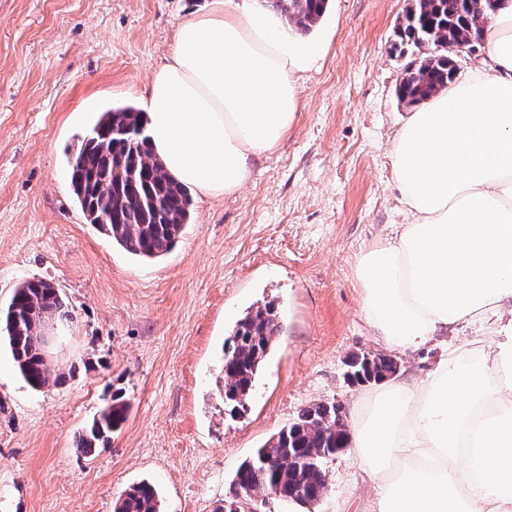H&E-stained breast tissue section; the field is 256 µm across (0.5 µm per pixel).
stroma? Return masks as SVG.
I'll use <instances>...</instances> for the list:
<instances>
[{"label":"stroma","instance_id":"35a3bbf8","mask_svg":"<svg viewBox=\"0 0 512 512\" xmlns=\"http://www.w3.org/2000/svg\"><path fill=\"white\" fill-rule=\"evenodd\" d=\"M211 0H0V309L32 279L58 288L71 322L52 375L28 387L0 346V512H113L153 483L163 512H214L239 465L318 401L349 408L356 354L383 351L354 279L362 248L402 220L390 147L410 109L394 48L406 0H330L329 35L303 74L287 139L220 198L193 194L190 224L155 260L113 246L73 194L68 157L101 112L144 108L179 23ZM274 302L283 332L248 410L224 403V343L250 306ZM127 422L107 447L75 440L113 392ZM312 512H365L348 453L324 464Z\"/></svg>","mask_w":512,"mask_h":512}]
</instances>
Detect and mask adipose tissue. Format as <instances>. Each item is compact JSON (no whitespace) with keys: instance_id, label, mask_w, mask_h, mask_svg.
<instances>
[{"instance_id":"obj_1","label":"adipose tissue","mask_w":512,"mask_h":512,"mask_svg":"<svg viewBox=\"0 0 512 512\" xmlns=\"http://www.w3.org/2000/svg\"><path fill=\"white\" fill-rule=\"evenodd\" d=\"M485 51L396 134L405 219L360 253L355 276L368 326L397 354L460 324L488 335L355 401L349 454L373 486L367 512H512V0ZM325 53L267 0H213L179 24L145 92L153 152L178 182L234 193L287 137L299 78Z\"/></svg>"}]
</instances>
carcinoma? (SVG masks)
Segmentation results:
<instances>
[{"label": "carcinoma", "mask_w": 512, "mask_h": 512, "mask_svg": "<svg viewBox=\"0 0 512 512\" xmlns=\"http://www.w3.org/2000/svg\"><path fill=\"white\" fill-rule=\"evenodd\" d=\"M328 0H272L294 27L306 33L322 17ZM489 15L486 0H410L397 26L400 50H421L420 42L441 45L407 67L398 95L419 105L448 87L457 75L448 48L484 36ZM142 112L133 105L115 107L99 117L92 133L70 160L71 186L89 223L127 253L158 258L174 248L190 223L192 198L152 154ZM72 319L58 289L43 280H27L15 288L0 310V340L8 345L17 373L32 389L50 379L44 358V326ZM282 324L274 307L251 308L237 322L232 346L224 357V398L245 406L262 365L280 336ZM351 372L369 384L399 370L385 353L361 354L350 362ZM130 403L112 395L76 440L79 452L106 447L125 424ZM334 402L306 407L244 460L235 475L232 497L215 512H245L260 496L289 498L302 506L317 503L326 492L324 462L348 446L347 426ZM113 512H161L157 489L149 482L126 489L113 503Z\"/></svg>", "instance_id": "cac0c4a2"}]
</instances>
